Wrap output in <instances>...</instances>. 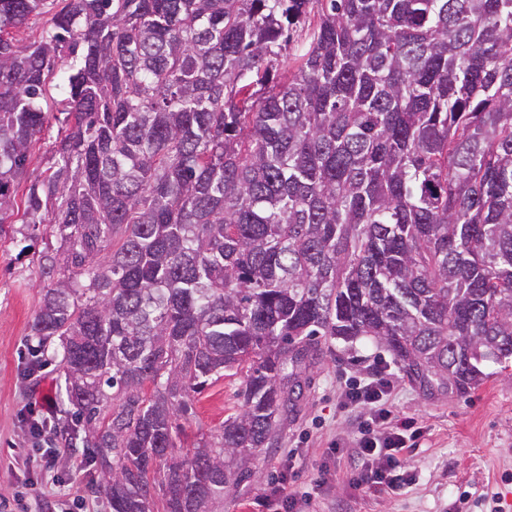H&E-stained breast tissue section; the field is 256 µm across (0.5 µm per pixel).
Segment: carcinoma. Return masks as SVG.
<instances>
[{
  "instance_id": "cac0c4a2",
  "label": "carcinoma",
  "mask_w": 512,
  "mask_h": 512,
  "mask_svg": "<svg viewBox=\"0 0 512 512\" xmlns=\"http://www.w3.org/2000/svg\"><path fill=\"white\" fill-rule=\"evenodd\" d=\"M64 2L23 42L44 0H0V224L53 225L31 354L57 346L112 512H211L329 338L429 396L512 362V0ZM230 371L240 412L187 443ZM313 36V21L302 25L292 32V39L281 52L277 73L281 81H288L296 72L298 55L308 48ZM49 123L39 136L31 154L30 169H35L37 172L45 171L52 162L53 142L60 124L52 116H50Z\"/></svg>"
}]
</instances>
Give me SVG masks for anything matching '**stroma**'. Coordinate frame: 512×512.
<instances>
[{"label": "stroma", "mask_w": 512, "mask_h": 512, "mask_svg": "<svg viewBox=\"0 0 512 512\" xmlns=\"http://www.w3.org/2000/svg\"><path fill=\"white\" fill-rule=\"evenodd\" d=\"M51 239L47 224L35 237L22 224L6 225L0 234V512H33L46 492L62 512H110L105 494L90 491L92 476L80 452L58 449L50 473L34 462L45 441L31 436V425L43 421L59 431L71 422L56 402L58 356L46 350L35 367L28 350L45 282L40 258ZM376 365L391 382V419L411 420L420 433L406 442L412 480L377 495L336 479L320 485L324 466L353 463L356 413L343 392ZM481 370L480 385L467 395L427 396L375 343L328 339L318 358L297 367L274 444L255 456L254 477L225 492L222 512H268L263 501L283 475L290 489L312 491L321 512H488V493L497 494L501 512H512V366L488 360ZM243 381L227 377L198 396L181 419L186 434L210 431L235 415Z\"/></svg>", "instance_id": "obj_1"}]
</instances>
